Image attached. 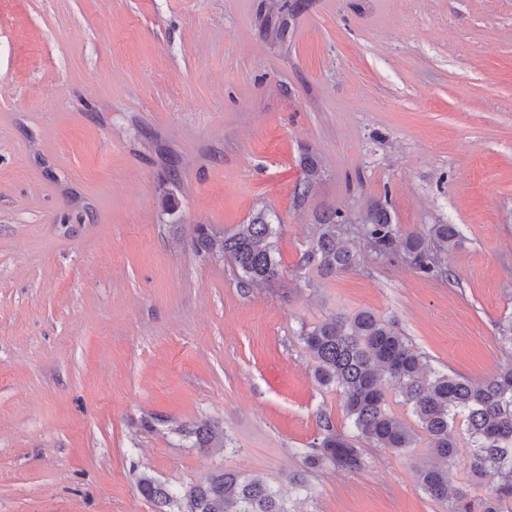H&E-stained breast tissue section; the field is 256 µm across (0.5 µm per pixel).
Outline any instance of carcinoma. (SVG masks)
<instances>
[{
  "label": "carcinoma",
  "mask_w": 512,
  "mask_h": 512,
  "mask_svg": "<svg viewBox=\"0 0 512 512\" xmlns=\"http://www.w3.org/2000/svg\"><path fill=\"white\" fill-rule=\"evenodd\" d=\"M349 220L337 210L324 215L305 263L326 275L356 267L357 254L343 244L339 232ZM361 232L375 252L399 248L405 261L425 274L442 272L445 256L461 245L455 224H432L426 237L400 241L390 214L377 205L361 217ZM275 235L274 224L259 213L231 234L200 224L193 245L230 262L248 288L279 279ZM300 340L314 360L318 382L340 394L353 430L345 435L324 418L320 437L302 452L307 468L362 469L365 458L357 440L397 452L416 447L419 433L388 410L382 388L388 378L401 388L434 459L420 471L422 489L444 504L446 512H512V368L481 382L438 370L392 322L369 310L306 325ZM460 414L467 422L471 469L495 481L493 493L479 500L449 488L448 468L458 448L451 426ZM177 434L184 448L226 447L224 436L207 420L185 424ZM137 489L156 506L155 512H288L279 491L226 469L179 488L144 474Z\"/></svg>",
  "instance_id": "carcinoma-1"
}]
</instances>
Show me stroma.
Instances as JSON below:
<instances>
[{
	"mask_svg": "<svg viewBox=\"0 0 512 512\" xmlns=\"http://www.w3.org/2000/svg\"><path fill=\"white\" fill-rule=\"evenodd\" d=\"M266 3L0 0V512H155L140 475L224 468L289 512H444L422 444L293 490L322 417L351 430L299 333L370 310L434 368L512 365V0H280L281 39ZM372 205L458 225L444 275L356 224L354 269L305 266L323 215ZM261 211L281 275L246 288L191 239ZM206 419L225 447H179Z\"/></svg>",
	"mask_w": 512,
	"mask_h": 512,
	"instance_id": "stroma-1",
	"label": "stroma"
}]
</instances>
